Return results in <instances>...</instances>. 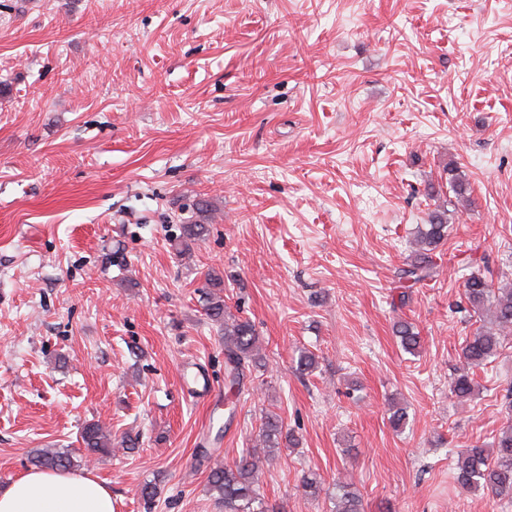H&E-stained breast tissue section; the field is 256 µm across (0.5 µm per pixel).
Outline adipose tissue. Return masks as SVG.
Returning <instances> with one entry per match:
<instances>
[{
	"label": "adipose tissue",
	"mask_w": 512,
	"mask_h": 512,
	"mask_svg": "<svg viewBox=\"0 0 512 512\" xmlns=\"http://www.w3.org/2000/svg\"><path fill=\"white\" fill-rule=\"evenodd\" d=\"M0 512H114L112 490L90 474L31 469L0 489Z\"/></svg>",
	"instance_id": "adipose-tissue-1"
}]
</instances>
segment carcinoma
I'll return each mask as SVG.
<instances>
[{
    "mask_svg": "<svg viewBox=\"0 0 512 512\" xmlns=\"http://www.w3.org/2000/svg\"><path fill=\"white\" fill-rule=\"evenodd\" d=\"M448 183L457 196L466 191L464 180L456 163L448 164ZM448 210L436 208L428 215V222L417 228L414 236L415 249L406 267L399 271V281L413 285L431 280L436 267L433 253L448 239ZM208 225L202 221L183 225L182 237L176 251L189 250V243L203 238ZM206 314L217 323L224 333V382L231 394L240 390L241 377L247 368L260 370L265 367L261 354V343L255 325L248 318H241L227 311L222 293L224 278L216 271L206 274ZM464 298L474 313L489 319L490 326H481L470 336L461 350L466 367L451 377V391L460 400L470 398L477 382L470 369L480 367L497 355L509 333L512 332V283L493 287L487 276L479 271L471 272L463 282ZM395 335L402 348L413 353L420 345L418 333L405 320L394 324ZM508 417L502 427L491 456L487 449L473 444L457 455L454 470L459 486L465 490L483 489L499 501L512 502V400L508 402ZM85 456L107 455L112 448L111 433L97 422L85 425L81 432ZM283 445L294 446L293 434L284 431L283 420L273 412L261 416L259 447L272 452ZM266 457L256 450L242 453L230 464L213 469L209 475L210 489L216 494L224 512H270L258 493V479ZM31 463L38 468L73 470L81 466L82 460L61 449L42 448L34 450ZM333 512H361V498L350 483L336 482V498Z\"/></svg>",
    "mask_w": 512,
    "mask_h": 512,
    "instance_id": "1",
    "label": "carcinoma"
}]
</instances>
